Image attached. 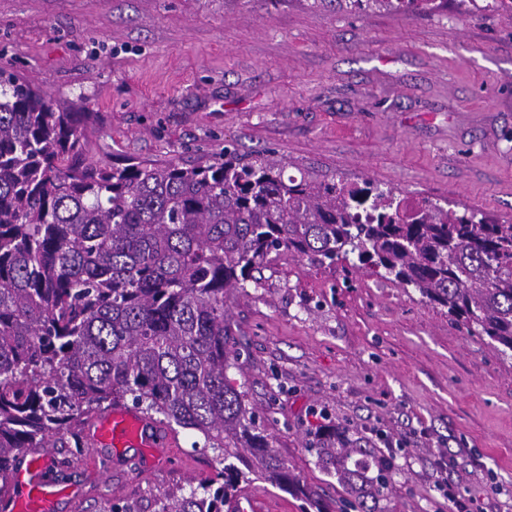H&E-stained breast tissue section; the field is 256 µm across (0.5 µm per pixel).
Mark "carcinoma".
I'll return each mask as SVG.
<instances>
[{
    "mask_svg": "<svg viewBox=\"0 0 512 512\" xmlns=\"http://www.w3.org/2000/svg\"><path fill=\"white\" fill-rule=\"evenodd\" d=\"M437 10L446 0H350ZM90 112H69L0 68V494L28 448L82 447L90 417L131 402L194 430L220 468L158 512H237L253 479L288 490L279 458L227 372L240 368L228 293L285 255L337 259L413 288L468 335L512 353V223L437 203L410 214L391 189L284 177L280 162L85 157ZM318 465L360 505L390 467L318 436Z\"/></svg>",
    "mask_w": 512,
    "mask_h": 512,
    "instance_id": "obj_1",
    "label": "carcinoma"
}]
</instances>
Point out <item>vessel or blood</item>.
Wrapping results in <instances>:
<instances>
[{"instance_id":"obj_1","label":"vessel or blood","mask_w":512,"mask_h":512,"mask_svg":"<svg viewBox=\"0 0 512 512\" xmlns=\"http://www.w3.org/2000/svg\"><path fill=\"white\" fill-rule=\"evenodd\" d=\"M89 441L91 447L114 453L132 446L150 449L151 464L156 469L168 467L171 458L169 433L123 405L114 406L91 421ZM52 465L50 453L27 452L0 507L6 512H54L59 491L49 478Z\"/></svg>"}]
</instances>
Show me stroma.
Returning a JSON list of instances; mask_svg holds the SVG:
<instances>
[{
	"instance_id": "35a3bbf8",
	"label": "stroma",
	"mask_w": 512,
	"mask_h": 512,
	"mask_svg": "<svg viewBox=\"0 0 512 512\" xmlns=\"http://www.w3.org/2000/svg\"><path fill=\"white\" fill-rule=\"evenodd\" d=\"M0 67L92 112L86 157L212 160L229 149L285 173L392 188L512 223V15L448 0L433 13L312 7L307 0H0ZM240 386L289 492L256 481L263 512H323L344 496L309 446L339 426L365 456L393 454L378 512H452L442 487L512 512V358L467 335L417 292L352 269L282 257L227 301ZM172 464L142 449L97 476L58 448L56 512H108L209 479L197 432ZM446 466L436 470L435 458Z\"/></svg>"
}]
</instances>
